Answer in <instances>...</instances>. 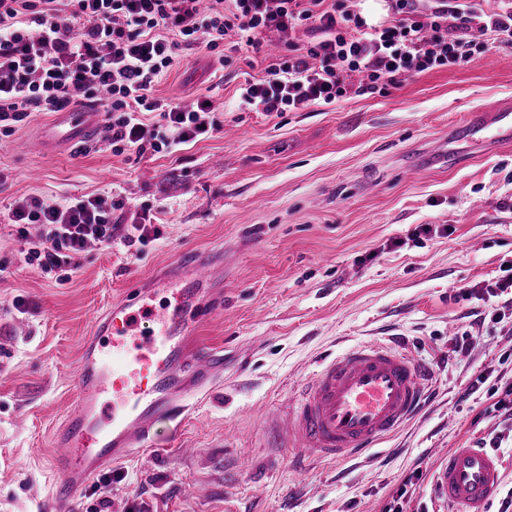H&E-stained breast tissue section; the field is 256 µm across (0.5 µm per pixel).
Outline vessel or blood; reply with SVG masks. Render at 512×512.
<instances>
[{"instance_id":"obj_1","label":"vessel or blood","mask_w":512,"mask_h":512,"mask_svg":"<svg viewBox=\"0 0 512 512\" xmlns=\"http://www.w3.org/2000/svg\"><path fill=\"white\" fill-rule=\"evenodd\" d=\"M101 115L87 109L55 113L43 146L64 147L98 131ZM459 140L512 149V104L467 113L453 128ZM190 273L165 279L171 304L153 305L154 288L130 289L109 305L85 337L74 375L73 407L55 434L60 477L55 500L71 502L103 464L152 446L162 419L189 415L224 372L217 349L188 350L201 283L212 278L205 254L182 253ZM427 382L408 352L381 343L357 342L322 360L288 417V449L296 460H339L382 446L421 410ZM497 453L478 446L452 448L437 466L435 496L450 512H489L502 482Z\"/></svg>"}]
</instances>
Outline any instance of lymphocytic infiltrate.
<instances>
[{"instance_id": "obj_1", "label": "lymphocytic infiltrate", "mask_w": 512, "mask_h": 512, "mask_svg": "<svg viewBox=\"0 0 512 512\" xmlns=\"http://www.w3.org/2000/svg\"><path fill=\"white\" fill-rule=\"evenodd\" d=\"M392 18L377 24L349 0H0V135L34 112L82 106L104 113L115 153H175L219 128L204 99H161L153 89L180 53H217L229 34L260 49L288 41L264 76L245 81L240 102L266 114L342 98L385 93L407 78L467 63L489 43L512 47V0L485 10L476 0H388ZM158 116L145 124L141 113ZM122 200L42 195L15 201L12 224L40 234L25 260L71 271L89 243L111 247L112 213Z\"/></svg>"}]
</instances>
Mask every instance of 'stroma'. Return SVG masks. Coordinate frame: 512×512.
<instances>
[{
  "mask_svg": "<svg viewBox=\"0 0 512 512\" xmlns=\"http://www.w3.org/2000/svg\"><path fill=\"white\" fill-rule=\"evenodd\" d=\"M216 80L209 56L181 54L155 97H206L221 128L179 152L116 154L103 135L74 149L20 151L50 119L33 113L0 138V210L18 199L117 192L112 219L149 212L160 239L134 256L87 248L70 278L27 264V237L0 223V512H386L403 478L423 468L404 512H445L431 493L437 452L502 435L512 487V433L486 392L484 368L512 382V317L480 322L483 288L512 264V152L488 145L470 164L421 173L413 153L448 145L473 109L512 101V48L413 77L389 93L265 115L237 106L280 37L235 50ZM431 235L415 236L420 225ZM221 255L200 287L188 346L224 353L217 393L188 419L159 421L156 446L112 464L102 495L47 507L59 472L51 435L72 407L79 348L95 318L134 282L167 275L182 251ZM477 335L469 352L455 338ZM403 338L433 374L422 413L382 449L297 472L277 447L297 384L318 360L359 340Z\"/></svg>",
  "mask_w": 512,
  "mask_h": 512,
  "instance_id": "35a3bbf8",
  "label": "stroma"
}]
</instances>
